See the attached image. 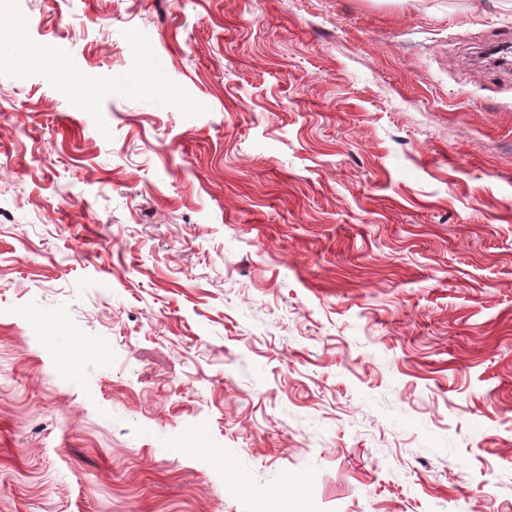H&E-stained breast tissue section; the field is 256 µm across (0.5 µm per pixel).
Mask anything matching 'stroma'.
Listing matches in <instances>:
<instances>
[{"label":"stroma","instance_id":"stroma-1","mask_svg":"<svg viewBox=\"0 0 512 512\" xmlns=\"http://www.w3.org/2000/svg\"><path fill=\"white\" fill-rule=\"evenodd\" d=\"M495 46L512 0H0V512H512Z\"/></svg>","mask_w":512,"mask_h":512}]
</instances>
